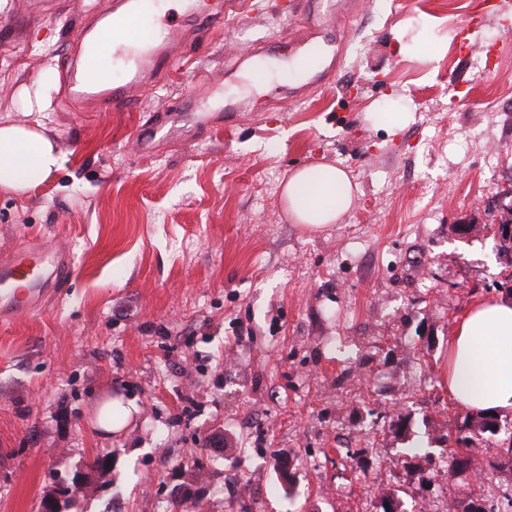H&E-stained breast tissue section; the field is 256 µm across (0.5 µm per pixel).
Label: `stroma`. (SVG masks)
Listing matches in <instances>:
<instances>
[{"label":"stroma","mask_w":512,"mask_h":512,"mask_svg":"<svg viewBox=\"0 0 512 512\" xmlns=\"http://www.w3.org/2000/svg\"><path fill=\"white\" fill-rule=\"evenodd\" d=\"M323 87L262 61L325 0H248L195 38L136 109L66 91L103 0H0V124L40 123L62 169L0 190V256L55 242L71 253L35 313L0 315V512H37L53 479L111 452L110 485L71 512H163L214 444L203 512H403L512 490V473L422 484L460 410L448 338L480 299L511 296L512 253L491 230L512 208V11L453 32L479 0H365ZM184 112L177 135H152ZM387 112L407 114L390 129ZM331 163L359 192L319 229L288 216L296 169ZM131 413L107 434L100 403ZM409 422L396 429L397 418ZM426 444L427 457L404 450ZM290 459L283 488L273 458ZM254 483L260 494L240 497Z\"/></svg>","instance_id":"obj_1"}]
</instances>
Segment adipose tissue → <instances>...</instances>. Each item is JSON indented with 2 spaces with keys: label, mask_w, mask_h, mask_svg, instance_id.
Listing matches in <instances>:
<instances>
[{
  "label": "adipose tissue",
  "mask_w": 512,
  "mask_h": 512,
  "mask_svg": "<svg viewBox=\"0 0 512 512\" xmlns=\"http://www.w3.org/2000/svg\"><path fill=\"white\" fill-rule=\"evenodd\" d=\"M65 155L39 125H0V188L23 193L59 170ZM357 186L341 168L316 164L288 178L284 197L296 223L320 228L352 207ZM448 390L465 411H512V302H474L448 341Z\"/></svg>",
  "instance_id": "obj_1"
}]
</instances>
